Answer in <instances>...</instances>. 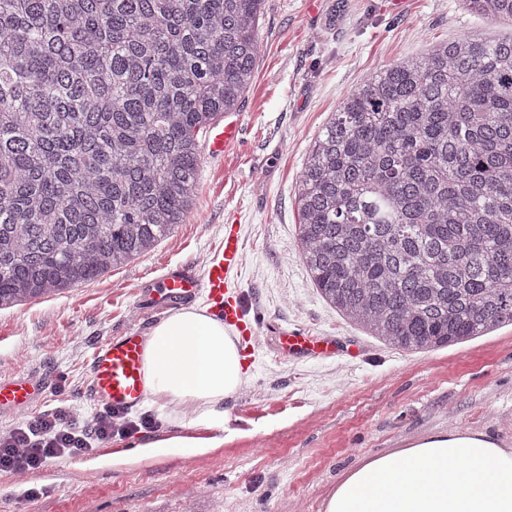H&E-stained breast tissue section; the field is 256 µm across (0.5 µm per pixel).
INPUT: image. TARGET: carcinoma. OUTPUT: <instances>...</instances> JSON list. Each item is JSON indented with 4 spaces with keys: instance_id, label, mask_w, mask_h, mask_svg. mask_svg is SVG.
<instances>
[{
    "instance_id": "1",
    "label": "carcinoma",
    "mask_w": 512,
    "mask_h": 512,
    "mask_svg": "<svg viewBox=\"0 0 512 512\" xmlns=\"http://www.w3.org/2000/svg\"><path fill=\"white\" fill-rule=\"evenodd\" d=\"M512 25V0H462ZM264 0H0V309L91 282L191 213ZM297 241L324 300L404 351L512 325V33L363 80L310 147Z\"/></svg>"
}]
</instances>
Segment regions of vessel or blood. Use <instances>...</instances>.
Wrapping results in <instances>:
<instances>
[{"label":"vessel or blood","mask_w":512,"mask_h":512,"mask_svg":"<svg viewBox=\"0 0 512 512\" xmlns=\"http://www.w3.org/2000/svg\"><path fill=\"white\" fill-rule=\"evenodd\" d=\"M242 128L238 120H225L214 136L211 150L220 151L241 143ZM242 241L240 227L228 224L224 227V246L210 257L201 275L176 270L167 273L154 292L157 303L203 295L212 313L225 324L236 327L244 342L255 337L256 327L245 320L241 305L231 295L234 275L242 265ZM332 339L310 336L303 332L284 334L280 339L282 355L301 353H326L333 351ZM143 339L138 332L130 331L98 346L90 361V393L95 400L118 409L141 405L147 398L143 370ZM38 395L36 384L18 375L0 377V408L12 411L28 410Z\"/></svg>","instance_id":"obj_1"}]
</instances>
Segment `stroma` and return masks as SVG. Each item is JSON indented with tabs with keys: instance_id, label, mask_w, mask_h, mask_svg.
Returning a JSON list of instances; mask_svg holds the SVG:
<instances>
[{
	"instance_id": "35a3bbf8",
	"label": "stroma",
	"mask_w": 512,
	"mask_h": 512,
	"mask_svg": "<svg viewBox=\"0 0 512 512\" xmlns=\"http://www.w3.org/2000/svg\"><path fill=\"white\" fill-rule=\"evenodd\" d=\"M481 25L461 0H265L259 53L237 117L244 148L202 153L196 206L154 250L98 279L0 310V375L41 388L30 413L0 411V433L58 405L80 424L100 409L90 389L95 345L144 331L164 311L142 295L175 264L200 265L240 226L237 293L261 337L248 382L229 406L236 440L199 456L142 460L164 431L148 406L136 431L26 477L0 472V512H324L326 493L360 459L450 428L512 444V326L451 347L409 353L344 320L318 294L296 239L294 192L311 143L361 81L433 43ZM332 338L334 355L278 354L282 332Z\"/></svg>"
}]
</instances>
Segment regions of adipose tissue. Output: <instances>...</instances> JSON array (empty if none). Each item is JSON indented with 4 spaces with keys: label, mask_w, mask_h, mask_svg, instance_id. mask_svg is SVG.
Instances as JSON below:
<instances>
[{
    "label": "adipose tissue",
    "mask_w": 512,
    "mask_h": 512,
    "mask_svg": "<svg viewBox=\"0 0 512 512\" xmlns=\"http://www.w3.org/2000/svg\"><path fill=\"white\" fill-rule=\"evenodd\" d=\"M143 362L148 403L166 425L145 454L223 447L227 405L247 378L235 333L188 304L148 329ZM324 512H512V448L483 433L423 437L358 461L328 491Z\"/></svg>",
    "instance_id": "ef3b65f1"
}]
</instances>
